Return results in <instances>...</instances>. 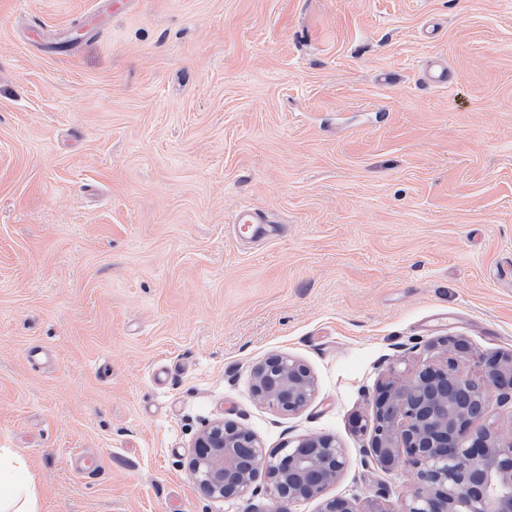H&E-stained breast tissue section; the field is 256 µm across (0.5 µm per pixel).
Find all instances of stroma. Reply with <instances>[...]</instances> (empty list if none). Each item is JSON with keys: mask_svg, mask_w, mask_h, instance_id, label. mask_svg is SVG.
<instances>
[{"mask_svg": "<svg viewBox=\"0 0 512 512\" xmlns=\"http://www.w3.org/2000/svg\"><path fill=\"white\" fill-rule=\"evenodd\" d=\"M450 337L512 352V0H0V448L40 512H267L192 479L220 418L332 436L328 495L399 505L376 386ZM272 353L298 413L252 394ZM261 224L272 223L262 218L255 209L248 205H243L239 208L235 216L234 228L236 235L241 240L256 239L261 232ZM315 391V380L308 367L284 354H271L253 371L252 392L277 412L304 409Z\"/></svg>", "mask_w": 512, "mask_h": 512, "instance_id": "stroma-1", "label": "stroma"}]
</instances>
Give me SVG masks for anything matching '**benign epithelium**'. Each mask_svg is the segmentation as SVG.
Masks as SVG:
<instances>
[{
	"mask_svg": "<svg viewBox=\"0 0 512 512\" xmlns=\"http://www.w3.org/2000/svg\"><path fill=\"white\" fill-rule=\"evenodd\" d=\"M452 355L425 363L403 381H387L376 399L366 455L388 469L410 456L413 480L399 510L379 500L367 512H512V432L470 434L491 401L512 403V354L492 358L469 374L467 347L449 339ZM315 391L308 367L271 354L253 371L252 392L277 412L304 409ZM345 451L329 435L301 436L267 451L233 421L209 423L189 462L199 488L215 499H250L265 491L275 512H295L319 500L318 512H361L350 499L326 497L345 471Z\"/></svg>",
	"mask_w": 512,
	"mask_h": 512,
	"instance_id": "7a95c632",
	"label": "benign epithelium"
}]
</instances>
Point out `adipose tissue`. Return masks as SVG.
<instances>
[{
  "instance_id": "1",
  "label": "adipose tissue",
  "mask_w": 512,
  "mask_h": 512,
  "mask_svg": "<svg viewBox=\"0 0 512 512\" xmlns=\"http://www.w3.org/2000/svg\"><path fill=\"white\" fill-rule=\"evenodd\" d=\"M38 486L25 457L0 448V512H38Z\"/></svg>"
}]
</instances>
